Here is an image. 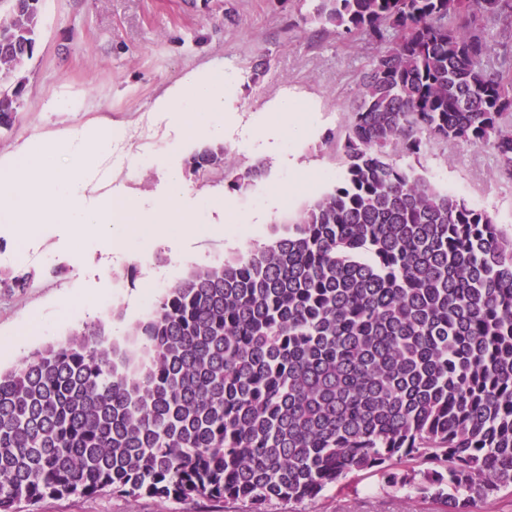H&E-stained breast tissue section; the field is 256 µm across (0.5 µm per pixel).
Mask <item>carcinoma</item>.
Here are the masks:
<instances>
[{
    "label": "carcinoma",
    "instance_id": "1",
    "mask_svg": "<svg viewBox=\"0 0 512 512\" xmlns=\"http://www.w3.org/2000/svg\"><path fill=\"white\" fill-rule=\"evenodd\" d=\"M43 0H0V129L12 128ZM309 21L387 47L358 86L336 185L284 231L198 266L131 330L85 322L0 372V512L100 492L315 499L376 472L473 512L512 496V237L389 149L489 147L512 179V78L488 24L512 0H317ZM194 170L233 190L224 148ZM30 274L0 273L21 294Z\"/></svg>",
    "mask_w": 512,
    "mask_h": 512
}]
</instances>
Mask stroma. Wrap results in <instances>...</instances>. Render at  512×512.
Listing matches in <instances>:
<instances>
[{"label":"stroma","instance_id":"stroma-1","mask_svg":"<svg viewBox=\"0 0 512 512\" xmlns=\"http://www.w3.org/2000/svg\"><path fill=\"white\" fill-rule=\"evenodd\" d=\"M315 0H45L41 30L27 64V91L12 129L0 130V159L29 141L49 139L84 126L124 127L128 141L91 168V188L149 203L168 193L169 167L181 170L187 190L183 209L206 215L207 196L223 193L232 212L223 231L176 236L170 246L132 249L108 263L90 247H76L60 224L42 225L25 241L0 224V272L30 274L23 293L0 292V370L8 371L35 350L65 340L87 322L81 311L65 310L64 299L92 288L104 291L98 317L112 338L125 339L163 291L193 266L216 264L267 240L276 225L297 221L302 210L332 188L343 171L340 155L325 144L342 135L353 117L361 76L371 67L376 44L337 34L309 22ZM231 73L226 111L240 125L269 111L280 99L295 100L301 133L286 152L265 153L239 136L224 149L244 170L264 162L263 181L244 191L218 180H198L191 168L195 147L152 107L188 73ZM159 157L145 166L141 157ZM437 189L493 215L512 234V180L498 176L490 148L428 142L420 155L397 154ZM166 268L151 284V270ZM227 500H158L101 492L91 497L44 500L34 512H249ZM266 512H438L412 489L386 484L374 473L350 472L312 501L270 502Z\"/></svg>","mask_w":512,"mask_h":512}]
</instances>
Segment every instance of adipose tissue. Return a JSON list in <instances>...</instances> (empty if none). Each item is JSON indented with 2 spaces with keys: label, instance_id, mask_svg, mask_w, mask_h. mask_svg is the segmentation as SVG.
<instances>
[{
  "label": "adipose tissue",
  "instance_id": "1",
  "mask_svg": "<svg viewBox=\"0 0 512 512\" xmlns=\"http://www.w3.org/2000/svg\"><path fill=\"white\" fill-rule=\"evenodd\" d=\"M155 112L168 118L181 141L214 145L223 142L235 117L224 109V74L199 71L171 87L154 105ZM301 128L296 107L285 100L276 102L270 115L257 118L247 135L251 141L285 142Z\"/></svg>",
  "mask_w": 512,
  "mask_h": 512
}]
</instances>
